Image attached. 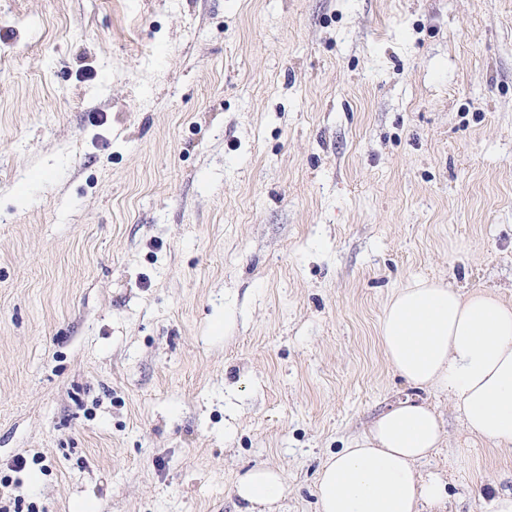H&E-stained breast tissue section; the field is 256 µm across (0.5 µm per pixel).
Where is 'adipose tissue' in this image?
Wrapping results in <instances>:
<instances>
[{
	"mask_svg": "<svg viewBox=\"0 0 512 512\" xmlns=\"http://www.w3.org/2000/svg\"><path fill=\"white\" fill-rule=\"evenodd\" d=\"M379 339L393 372L447 398L469 434L512 447V302L489 288L422 278L388 299ZM444 442L436 406L398 402L323 460L318 512H446L443 478L425 468ZM234 493L263 512L285 483L280 471L257 467Z\"/></svg>",
	"mask_w": 512,
	"mask_h": 512,
	"instance_id": "adipose-tissue-1",
	"label": "adipose tissue"
}]
</instances>
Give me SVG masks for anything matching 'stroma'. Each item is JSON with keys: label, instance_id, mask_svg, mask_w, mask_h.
I'll return each mask as SVG.
<instances>
[{"label": "stroma", "instance_id": "1", "mask_svg": "<svg viewBox=\"0 0 512 512\" xmlns=\"http://www.w3.org/2000/svg\"><path fill=\"white\" fill-rule=\"evenodd\" d=\"M420 278L512 301V0H0L9 512H318ZM436 404L481 512L512 447ZM234 493L250 505L247 512H265L264 508L271 507L284 496L285 483L280 471L256 467L239 479Z\"/></svg>", "mask_w": 512, "mask_h": 512}]
</instances>
